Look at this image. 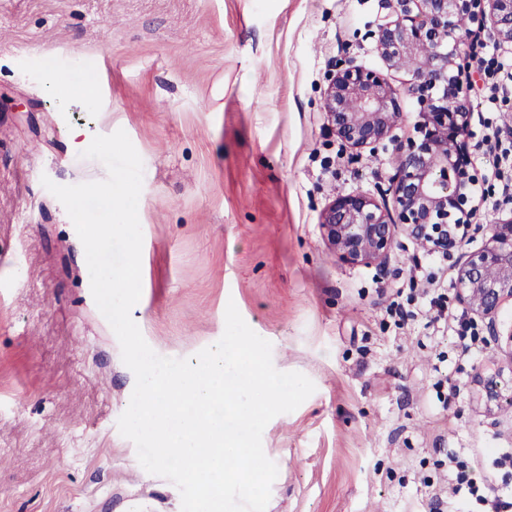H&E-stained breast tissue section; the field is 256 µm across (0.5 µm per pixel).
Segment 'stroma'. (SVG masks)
Returning a JSON list of instances; mask_svg holds the SVG:
<instances>
[{"label":"stroma","mask_w":512,"mask_h":512,"mask_svg":"<svg viewBox=\"0 0 512 512\" xmlns=\"http://www.w3.org/2000/svg\"><path fill=\"white\" fill-rule=\"evenodd\" d=\"M392 13L391 0H0V512H181L118 430L135 377L41 183L106 178L75 126L124 130L143 161L132 317L148 345L194 357L232 302L275 368L316 387L263 431L278 467L266 512H430L434 498L455 512L451 457L512 494L496 463L512 455V354L457 304L458 255L401 233L383 263L353 267L320 228L338 195L380 198L398 161L394 144L357 152L329 125L337 63L380 72L401 95L398 138L414 132L409 75L376 50ZM470 112L472 157L495 135L512 146V105ZM433 298L452 320L430 323Z\"/></svg>","instance_id":"1"}]
</instances>
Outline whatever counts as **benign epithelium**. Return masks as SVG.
I'll return each mask as SVG.
<instances>
[{"mask_svg": "<svg viewBox=\"0 0 512 512\" xmlns=\"http://www.w3.org/2000/svg\"><path fill=\"white\" fill-rule=\"evenodd\" d=\"M396 17L379 25L376 47L396 69L410 74L407 93L420 106L415 135L397 141L401 97L378 72L348 60L324 91V111L350 148L375 152L396 144L398 165L384 204L363 194L335 197L321 229L343 263L371 266L386 260L398 232L444 256L460 248L477 211L469 188L478 181L465 165L470 156V112L464 83L471 55L460 49L463 23L490 27L512 44V0H398ZM488 243L462 256L456 299L489 319L497 343L512 352V327L502 333L495 318L512 302V214L489 225ZM496 276L488 277V271Z\"/></svg>", "mask_w": 512, "mask_h": 512, "instance_id": "obj_1", "label": "benign epithelium"}]
</instances>
